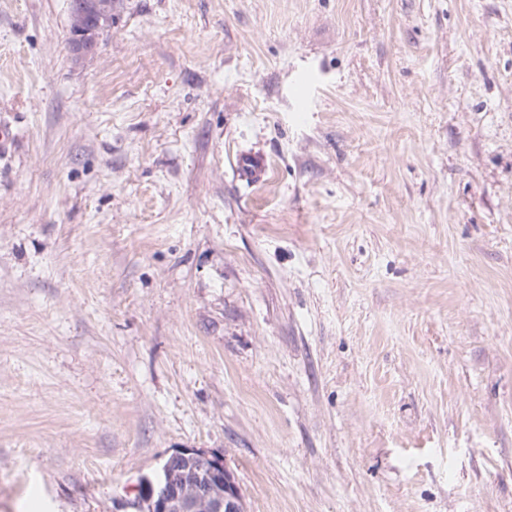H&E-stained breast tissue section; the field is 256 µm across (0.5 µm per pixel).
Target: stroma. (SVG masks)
Instances as JSON below:
<instances>
[{
    "label": "stroma",
    "instance_id": "stroma-1",
    "mask_svg": "<svg viewBox=\"0 0 512 512\" xmlns=\"http://www.w3.org/2000/svg\"><path fill=\"white\" fill-rule=\"evenodd\" d=\"M72 24L0 0V512H512V0ZM266 163L259 155H240L237 158V169L239 175L246 180H254L264 172ZM182 453L194 464L182 476L183 488L166 462L157 476L140 482L138 494L143 488L149 495L152 512H240V489L223 458L194 448H181L173 456Z\"/></svg>",
    "mask_w": 512,
    "mask_h": 512
}]
</instances>
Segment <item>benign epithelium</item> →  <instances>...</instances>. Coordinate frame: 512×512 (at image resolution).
I'll list each match as a JSON object with an SVG mask.
<instances>
[{"instance_id":"obj_1","label":"benign epithelium","mask_w":512,"mask_h":512,"mask_svg":"<svg viewBox=\"0 0 512 512\" xmlns=\"http://www.w3.org/2000/svg\"><path fill=\"white\" fill-rule=\"evenodd\" d=\"M75 19L69 39L70 49L77 55L96 51V30L101 20L112 17L111 0H73ZM190 456L193 467L175 481L170 464L162 466L154 478H144L139 488L149 495L152 512H240V489L228 475L224 459L194 448H181L175 455Z\"/></svg>"}]
</instances>
